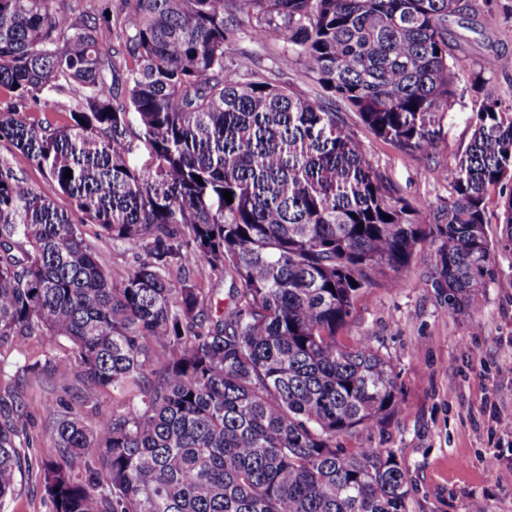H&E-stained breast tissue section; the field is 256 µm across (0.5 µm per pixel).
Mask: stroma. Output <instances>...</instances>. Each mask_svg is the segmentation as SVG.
Instances as JSON below:
<instances>
[{
	"mask_svg": "<svg viewBox=\"0 0 512 512\" xmlns=\"http://www.w3.org/2000/svg\"><path fill=\"white\" fill-rule=\"evenodd\" d=\"M448 43L466 76L452 107L440 109L433 124L435 148L413 157L376 137L355 113L343 118L367 151L373 166L412 202L437 208L453 192L451 172L471 141L488 98L512 99V69L489 70L497 57H512V0H469L466 14L448 19ZM239 50L256 57L290 90L311 96L315 85L295 60H284L283 45L242 39ZM6 160L29 189L70 210L69 199L45 172L9 143ZM83 231L104 269L120 273L143 259L141 250ZM497 275L478 294L479 311L450 313L432 287L434 260L428 244L418 245L409 264L394 276L362 289L339 332L346 344L365 337L390 361L401 408L381 428H363L340 437L345 452L358 448L394 451L406 472V512H512V253L495 255ZM400 287H393V280ZM62 341L47 347L31 339L25 347L0 346V423L18 422L26 448L23 474L0 512H52L41 480L42 462L55 456V439L41 411L54 393L71 402L75 386L52 382L45 371L51 357L69 354ZM496 458L487 466L488 458Z\"/></svg>",
	"mask_w": 512,
	"mask_h": 512,
	"instance_id": "35a3bbf8",
	"label": "stroma"
}]
</instances>
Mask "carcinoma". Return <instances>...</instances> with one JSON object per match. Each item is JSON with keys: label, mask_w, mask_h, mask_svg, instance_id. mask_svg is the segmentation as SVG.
Masks as SVG:
<instances>
[{"label": "carcinoma", "mask_w": 512, "mask_h": 512, "mask_svg": "<svg viewBox=\"0 0 512 512\" xmlns=\"http://www.w3.org/2000/svg\"><path fill=\"white\" fill-rule=\"evenodd\" d=\"M80 2L0 0V141L81 214L0 161V345L65 340L72 354L50 373L82 384L74 406L42 402L53 512H406L393 452L336 447L399 407L390 362L337 332L358 292L424 242L448 311L480 307L495 253L512 251V118L486 105L454 194L423 224L340 109L431 153L432 116L464 73L448 17L468 0H99L92 15ZM245 34L287 46L321 92L300 96L234 53ZM62 92L69 124L36 115ZM134 134L145 169L129 162ZM491 188L506 224L495 242ZM85 222L147 260L112 275ZM202 264L234 283L220 315L186 276ZM107 388L140 402L104 410ZM17 439L0 425V499L21 470ZM6 160L23 178L24 185L41 196L53 201L60 210L71 212L70 200L60 193L57 185L45 172L7 142L0 141V160ZM497 196V190H490L487 196V224H485V227L488 237L493 241L500 238L505 229L504 224H500V210L497 204Z\"/></svg>", "instance_id": "obj_1"}]
</instances>
